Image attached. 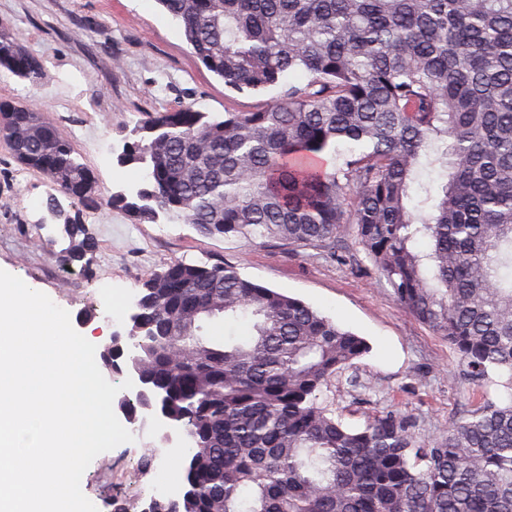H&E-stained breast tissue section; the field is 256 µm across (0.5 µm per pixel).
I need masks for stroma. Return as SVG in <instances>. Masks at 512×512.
<instances>
[{"label": "stroma", "instance_id": "1", "mask_svg": "<svg viewBox=\"0 0 512 512\" xmlns=\"http://www.w3.org/2000/svg\"><path fill=\"white\" fill-rule=\"evenodd\" d=\"M0 30L43 63L35 85L0 68V98L44 109L105 199L142 183L134 167L117 162L140 113L183 102L219 117L228 104L247 111L283 93L278 86L231 96L157 0H0ZM51 200L70 214L77 208L41 174L20 166L0 140V269L67 310L87 340L104 323L125 327L150 273L175 261L225 262L368 342L369 353L320 397L348 425L390 410L411 417L417 432L429 436L485 401H512L505 375L478 385L465 380L456 351L412 319L363 252L347 249L344 260L334 262L260 239L206 237L193 225L163 218L138 221L104 205L84 215L93 251L66 267L58 257L70 241L48 209ZM146 457L152 465L144 475ZM177 460V449L149 430L136 443L98 455L81 489L98 512H111L116 495L140 505Z\"/></svg>", "mask_w": 512, "mask_h": 512}]
</instances>
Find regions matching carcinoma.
Instances as JSON below:
<instances>
[{"instance_id": "1", "label": "carcinoma", "mask_w": 512, "mask_h": 512, "mask_svg": "<svg viewBox=\"0 0 512 512\" xmlns=\"http://www.w3.org/2000/svg\"><path fill=\"white\" fill-rule=\"evenodd\" d=\"M159 3L230 92L287 93L221 118L141 113L117 161L144 166V186L107 205L333 260L351 237L467 380L505 371L512 385V0ZM0 68L43 75L2 34ZM0 138L81 205L48 202L71 238L61 262L83 260V211L102 205L93 172L36 106L0 99ZM436 164L435 193L421 176ZM220 318L249 330L216 338ZM368 352L232 265L176 261L145 279L126 338L98 356L194 444L182 496L154 512H512V403L427 437L389 411L351 429L318 399Z\"/></svg>"}]
</instances>
